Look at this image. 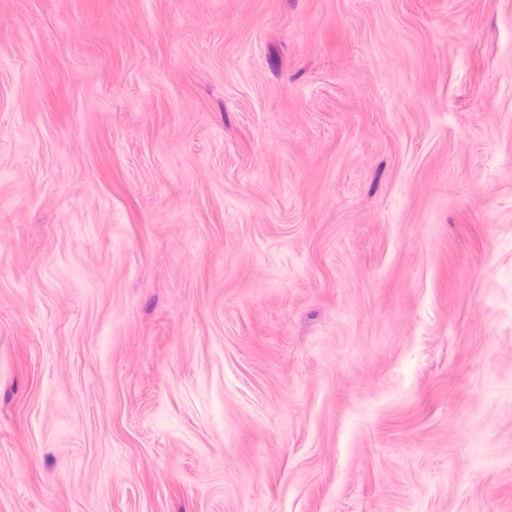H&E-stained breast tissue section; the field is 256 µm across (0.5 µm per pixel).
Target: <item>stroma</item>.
I'll return each mask as SVG.
<instances>
[{
    "instance_id": "stroma-1",
    "label": "stroma",
    "mask_w": 512,
    "mask_h": 512,
    "mask_svg": "<svg viewBox=\"0 0 512 512\" xmlns=\"http://www.w3.org/2000/svg\"><path fill=\"white\" fill-rule=\"evenodd\" d=\"M0 512H512V0H0Z\"/></svg>"
}]
</instances>
